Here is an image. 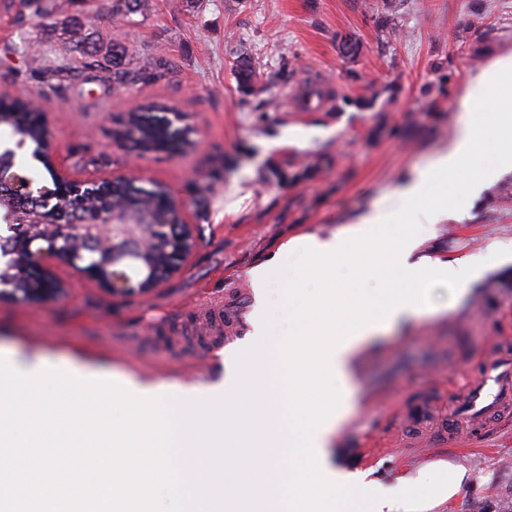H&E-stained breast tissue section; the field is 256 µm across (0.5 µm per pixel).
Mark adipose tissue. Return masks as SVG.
Instances as JSON below:
<instances>
[{"label": "adipose tissue", "instance_id": "ef3b65f1", "mask_svg": "<svg viewBox=\"0 0 512 512\" xmlns=\"http://www.w3.org/2000/svg\"><path fill=\"white\" fill-rule=\"evenodd\" d=\"M467 117V112H460L457 126L448 141L447 147L429 156L425 163L415 166L409 176L403 178L392 191L381 197L373 204L371 209L358 218L355 223L356 228L366 227L371 221L376 220L378 216L401 208L405 195L412 192L416 185L421 184L422 172L432 169L437 166L438 162L449 160L451 156H454L467 135ZM382 335L383 331L379 328L364 330L359 338L349 342L347 346L343 347L341 353L336 356L335 368L341 374L344 386L348 388L349 393L342 398L344 408L341 415L336 417L334 423H331L328 429L319 432L317 444L319 450L324 455L323 465L327 473L341 478L346 476L347 471L332 462L330 453L334 437L338 436L343 424L347 418H350L357 405L356 397L351 393L354 377V360L361 351L378 342Z\"/></svg>", "mask_w": 512, "mask_h": 512}]
</instances>
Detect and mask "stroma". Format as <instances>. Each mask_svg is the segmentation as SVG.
I'll return each mask as SVG.
<instances>
[{
    "label": "stroma",
    "instance_id": "stroma-1",
    "mask_svg": "<svg viewBox=\"0 0 512 512\" xmlns=\"http://www.w3.org/2000/svg\"><path fill=\"white\" fill-rule=\"evenodd\" d=\"M83 18L103 38L136 52L135 65L166 62L161 76L124 85L79 81L60 94L43 83L46 59L33 21L18 22L16 0H0V90L33 96L46 112L59 161L72 176L135 174L168 186L202 241L186 269L150 298H108L73 277L67 295L38 305L0 300V349L53 362L105 364L147 382L212 385L224 378L219 351L182 355L167 342L187 311L220 298L244 319L224 340L251 332L247 272L292 238L330 235L353 223L400 177L447 144L457 102L471 77L512 53V0H147L144 12L116 16L112 0H82ZM27 38L29 57H5ZM357 42L342 55V39ZM256 65L241 87L233 63ZM325 86L328 109L303 107ZM187 116L194 148L158 154L129 168L113 143L124 112L149 104ZM512 185L501 173L460 219L423 225L418 257L445 262L512 241ZM235 218L221 221L226 204ZM391 329L357 360L358 406L342 427L333 459L374 470L384 481L416 476L452 459L474 475L452 505L435 512H497L512 497V416L483 439H406L396 414L416 399L453 405L480 374L484 355L512 339V260L488 268L468 295Z\"/></svg>",
    "mask_w": 512,
    "mask_h": 512
}]
</instances>
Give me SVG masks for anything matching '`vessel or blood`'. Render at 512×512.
Wrapping results in <instances>:
<instances>
[{
	"mask_svg": "<svg viewBox=\"0 0 512 512\" xmlns=\"http://www.w3.org/2000/svg\"><path fill=\"white\" fill-rule=\"evenodd\" d=\"M240 318V311L216 300L194 308L181 319L176 332L192 344L213 346L237 330ZM511 414L512 349L502 347L484 358L480 378L466 385L463 401L452 414L436 418L422 407L405 419L404 428L416 438L431 434L477 437Z\"/></svg>",
	"mask_w": 512,
	"mask_h": 512,
	"instance_id": "vessel-or-blood-1",
	"label": "vessel or blood"
}]
</instances>
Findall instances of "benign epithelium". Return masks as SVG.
I'll list each match as a JSON object with an SVG mask.
<instances>
[{
  "label": "benign epithelium",
  "mask_w": 512,
  "mask_h": 512,
  "mask_svg": "<svg viewBox=\"0 0 512 512\" xmlns=\"http://www.w3.org/2000/svg\"><path fill=\"white\" fill-rule=\"evenodd\" d=\"M36 157L48 158L56 177L75 194L120 179L127 180L125 176L73 178L56 164L55 152L48 140L37 148ZM1 186L7 187L15 197L34 199L40 193L30 178L9 165L0 166ZM121 214L122 210L114 209L90 224H58L38 208L28 210L21 223L14 226L13 239L16 250L27 254V270L40 275L47 287L31 288L24 294L4 282L0 284V299L39 304L61 298L68 293L69 276L73 274L94 283L111 297L147 296L183 271L199 247L198 227L179 224L173 235L177 248L168 253L164 270L135 276L129 271L130 257L150 251L158 243L156 231L170 229L172 225L168 224L163 211L155 213L149 224H122L118 222ZM98 253L112 259V278L99 277L96 270L87 265V258Z\"/></svg>",
  "instance_id": "benign-epithelium-1"
}]
</instances>
